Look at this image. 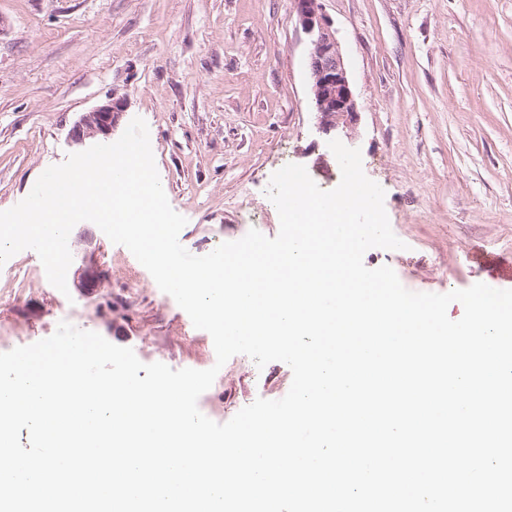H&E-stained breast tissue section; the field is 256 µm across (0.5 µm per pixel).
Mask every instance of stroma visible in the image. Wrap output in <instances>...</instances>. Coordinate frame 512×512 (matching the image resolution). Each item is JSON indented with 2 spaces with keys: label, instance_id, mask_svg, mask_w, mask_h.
Returning <instances> with one entry per match:
<instances>
[{
  "label": "stroma",
  "instance_id": "stroma-1",
  "mask_svg": "<svg viewBox=\"0 0 512 512\" xmlns=\"http://www.w3.org/2000/svg\"><path fill=\"white\" fill-rule=\"evenodd\" d=\"M358 116L360 149L385 192L401 250L369 249L413 292L482 282L512 287L475 250L512 257V0H323ZM143 118L179 234L191 254L250 229L280 230L266 189L287 164L324 190L339 164L311 106L307 39L291 0H0V211L75 153L67 134L113 94ZM67 292L37 254L0 266V353L60 321L132 348L146 364L216 367L209 333L162 292L130 251L93 224L69 236ZM103 271L98 288L78 285ZM198 399L213 421L284 397L292 370L231 357Z\"/></svg>",
  "mask_w": 512,
  "mask_h": 512
}]
</instances>
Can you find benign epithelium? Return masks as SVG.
<instances>
[{
	"label": "benign epithelium",
	"mask_w": 512,
	"mask_h": 512,
	"mask_svg": "<svg viewBox=\"0 0 512 512\" xmlns=\"http://www.w3.org/2000/svg\"><path fill=\"white\" fill-rule=\"evenodd\" d=\"M293 10L308 40L311 103L318 114V129L325 135L347 129L356 121L357 105L331 21L321 0H293ZM126 106L125 98L114 97L83 114L70 129L69 141L84 145L112 138Z\"/></svg>",
	"instance_id": "1"
}]
</instances>
